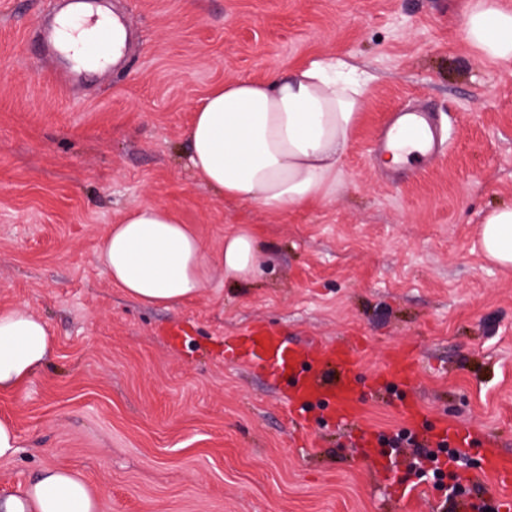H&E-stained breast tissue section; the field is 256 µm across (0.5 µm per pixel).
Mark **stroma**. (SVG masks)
<instances>
[{"instance_id": "obj_1", "label": "stroma", "mask_w": 512, "mask_h": 512, "mask_svg": "<svg viewBox=\"0 0 512 512\" xmlns=\"http://www.w3.org/2000/svg\"><path fill=\"white\" fill-rule=\"evenodd\" d=\"M131 34L125 58L60 82L45 52L59 0H0V308L26 305L54 349L0 421L20 449L0 459V499L48 468L78 473L98 512H446L410 453L375 469L380 436L461 425L476 491L482 462L512 456V270L480 227L512 203V67L463 38L465 0H103ZM320 56L371 77L362 118L325 203L285 214L224 202L190 165L195 106L215 85L259 80ZM405 107L433 112L445 149L395 168L376 140ZM160 204L210 252L254 225L261 272L215 275L179 307L137 302L93 259L110 224ZM261 325L294 345L355 344L360 431L325 403L289 412L283 387L229 364L224 344ZM419 363L402 384L394 356Z\"/></svg>"}]
</instances>
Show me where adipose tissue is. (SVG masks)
<instances>
[{
    "label": "adipose tissue",
    "mask_w": 512,
    "mask_h": 512,
    "mask_svg": "<svg viewBox=\"0 0 512 512\" xmlns=\"http://www.w3.org/2000/svg\"><path fill=\"white\" fill-rule=\"evenodd\" d=\"M110 18L103 11L93 22L63 10L56 24L78 35L57 39V46L80 60ZM464 35L488 63L512 66V8L500 0H467ZM367 91V77L336 58L279 70L262 81L215 86L186 133L190 164L224 200L266 212L326 201L342 179V159ZM480 238L487 258L512 268V204L486 213ZM94 262L129 297L170 307L197 297L217 270L234 285L250 284L260 268V245L242 224L225 232L223 248L213 255L170 209L137 206L109 225ZM52 347L48 325L26 306L0 309V390L20 388L44 366ZM0 512H98V503L78 475L49 469L25 497L0 501Z\"/></svg>",
    "instance_id": "1"
}]
</instances>
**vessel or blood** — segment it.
Masks as SVG:
<instances>
[{"mask_svg":"<svg viewBox=\"0 0 512 512\" xmlns=\"http://www.w3.org/2000/svg\"><path fill=\"white\" fill-rule=\"evenodd\" d=\"M402 138L432 146V130L424 113L403 112L396 122L386 127L379 138V152H386L394 140ZM225 359L230 363L245 362L267 370L270 377L285 382L289 409H297L324 397L332 401L338 421L357 415L356 375L360 360L355 349L339 345L306 349L290 345L287 340L262 330H254L235 345L226 346ZM416 362L408 355L393 358L384 373L391 379L406 382L415 374ZM485 472L497 484L512 486V457L492 454L483 463Z\"/></svg>","mask_w":512,"mask_h":512,"instance_id":"1","label":"vessel or blood"}]
</instances>
